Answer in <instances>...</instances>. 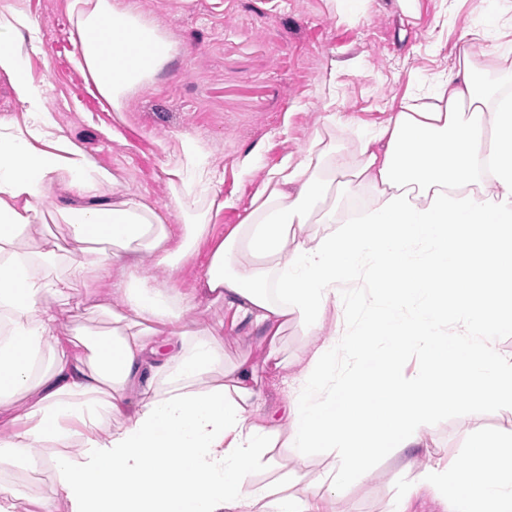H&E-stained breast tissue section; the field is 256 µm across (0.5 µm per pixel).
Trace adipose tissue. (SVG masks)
<instances>
[{
    "label": "adipose tissue",
    "instance_id": "adipose-tissue-1",
    "mask_svg": "<svg viewBox=\"0 0 512 512\" xmlns=\"http://www.w3.org/2000/svg\"><path fill=\"white\" fill-rule=\"evenodd\" d=\"M69 8L78 67L122 112L128 92L171 59V43L116 0ZM35 38L23 11L0 6V74L28 116L0 121V408L18 407L0 432V470L52 473L37 512H323L390 450L411 475L405 496L427 488L445 512H512V435L472 445V469L419 470L413 456L450 393L512 406V355L496 347L512 332V51L497 49L490 66L463 49L434 95L402 99L350 153L316 135L266 174L213 245L198 288L181 293L162 287L142 256L173 271L206 235L205 147L166 152L182 215L171 225L62 133L26 74L24 45ZM158 44L162 53L142 61ZM59 187L91 201L57 208L63 249L34 234L39 202ZM364 187L374 201L362 218L337 222L338 206ZM117 266L125 277L116 283ZM214 304L278 370L288 363L272 346L288 327L317 336L278 405L249 360L225 365L214 345L225 325L188 323ZM86 310L111 311V334H60L61 312ZM407 349L421 356L412 373ZM277 446L294 449L300 470L330 457L323 481L281 494L258 483ZM486 470L494 482L482 480Z\"/></svg>",
    "mask_w": 512,
    "mask_h": 512
}]
</instances>
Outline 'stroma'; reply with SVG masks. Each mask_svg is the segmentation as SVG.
<instances>
[{"mask_svg":"<svg viewBox=\"0 0 512 512\" xmlns=\"http://www.w3.org/2000/svg\"><path fill=\"white\" fill-rule=\"evenodd\" d=\"M18 2L39 31L28 50L29 77L44 87L45 106L63 134L110 167L122 193L172 207L160 143L206 145L211 193L224 209L177 271L143 259L160 284L181 292L196 288L212 242L240 222L266 172L303 149L317 130L329 129L350 146L359 129L386 120L403 96L427 93L452 72L462 44L479 57L512 44V11L503 0H418L414 18L398 0H366L351 17L333 0H123L162 29L175 52L151 86L129 92L119 117L76 66L80 41L69 0ZM494 14L497 27L469 42V33ZM217 345L225 363L251 360L269 401L283 400V374L266 365L265 349L246 329L225 328ZM511 428L512 408L457 397L448 414L431 420L416 465L462 466L475 441ZM405 482L397 455L379 457L366 476L339 489L329 508L391 512ZM0 486L13 493L14 512H31V499L51 496L53 478L47 470L37 478L7 471Z\"/></svg>","mask_w":512,"mask_h":512,"instance_id":"obj_1","label":"stroma"}]
</instances>
